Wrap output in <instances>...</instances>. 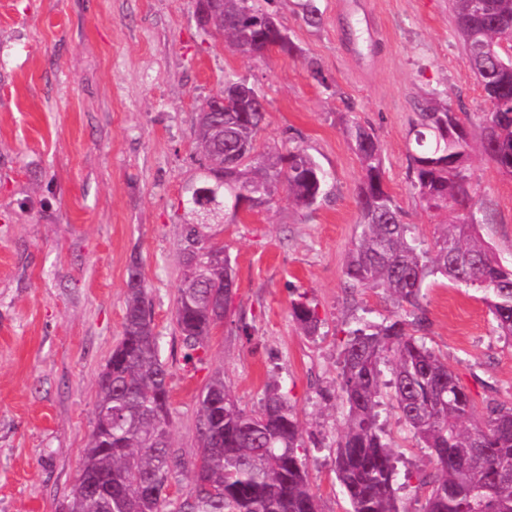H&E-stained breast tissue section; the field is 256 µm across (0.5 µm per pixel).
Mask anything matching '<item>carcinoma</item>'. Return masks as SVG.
Masks as SVG:
<instances>
[{"mask_svg": "<svg viewBox=\"0 0 512 512\" xmlns=\"http://www.w3.org/2000/svg\"><path fill=\"white\" fill-rule=\"evenodd\" d=\"M450 2L466 62L488 103L480 148L500 172L512 176V74L498 72L478 45L481 39L512 50V0ZM322 15L317 0H302L307 25H320ZM217 29L245 58L294 50L275 16L257 0H221ZM265 116L263 101L224 110L222 143L197 125L204 173L195 184L205 183L216 194L212 206L188 200L190 211L208 218L206 224H187L182 243L185 273L175 322L188 362L202 361L200 353L226 319L211 299L236 292L230 258L208 264V253L219 249L208 224L232 213L241 196L264 205L284 188L309 209L325 195V172L305 150L256 151ZM345 131L363 181L357 195L361 232L344 275L352 289H381L396 312L344 331L339 398L347 417L334 448L336 479L351 512H400L397 458L378 421L388 396L433 463L429 473H404L405 482L414 479L427 488L422 512H512V406L493 404L485 418H476L470 394L424 341L422 290L427 278L437 275L481 290L497 334L512 338V266L500 263L477 233L488 217L474 201L466 175L471 134L448 106L433 98L418 105L409 130L416 145L410 156L412 187L427 208L461 212L426 244L412 234L384 185L375 128L353 122ZM291 310L305 334L316 333L320 320L306 294L291 302ZM106 368L98 379L94 429L61 512H323L309 481L301 424L288 393L276 383L267 386L257 409L246 411L224 377H213L198 397L196 452L186 459L173 448L169 370L136 264L128 273L122 338ZM184 472L188 490L178 500L169 498L172 480Z\"/></svg>", "mask_w": 512, "mask_h": 512, "instance_id": "obj_1", "label": "carcinoma"}]
</instances>
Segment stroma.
<instances>
[{"label":"stroma","instance_id":"35a3bbf8","mask_svg":"<svg viewBox=\"0 0 512 512\" xmlns=\"http://www.w3.org/2000/svg\"><path fill=\"white\" fill-rule=\"evenodd\" d=\"M296 46L260 63L201 27L195 0H0V512H58L94 427L98 378L123 331L126 282L139 264L170 371L172 442L197 448L198 395L223 372L241 407L267 383L287 390L324 512H348L333 449L345 425L337 397L342 330L395 308L379 289L348 288L359 233V159L343 131L354 118L382 144L385 186L414 233L432 241L443 217L411 186L415 106L440 93L472 136L488 109L452 22L449 0H266ZM353 31L376 51L358 56ZM316 62L328 77L310 75ZM232 74L265 98L259 149L299 145L327 174L312 209L287 193L211 225L235 270L230 324L206 363L184 361L174 313L182 279L185 188L197 172L198 108ZM468 181L489 221L479 233L512 266V176L479 153ZM307 293L320 328L304 335L291 302ZM427 345L447 361L478 413L512 404V339L497 335L482 294L429 279ZM249 329L238 332L235 320ZM381 420L399 471H432L392 409Z\"/></svg>","mask_w":512,"mask_h":512}]
</instances>
